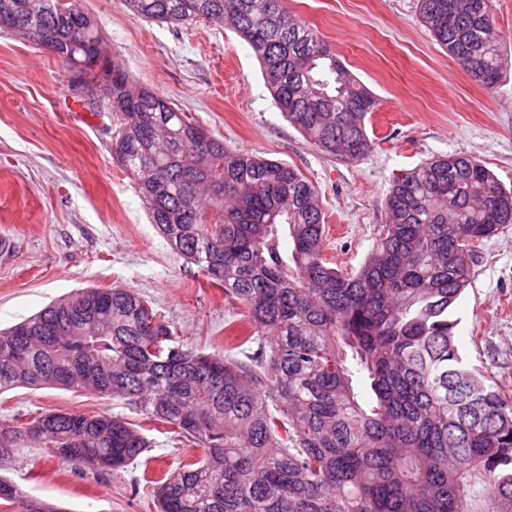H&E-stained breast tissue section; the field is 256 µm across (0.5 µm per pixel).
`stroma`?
Returning <instances> with one entry per match:
<instances>
[{
  "instance_id": "stroma-1",
  "label": "stroma",
  "mask_w": 512,
  "mask_h": 512,
  "mask_svg": "<svg viewBox=\"0 0 512 512\" xmlns=\"http://www.w3.org/2000/svg\"><path fill=\"white\" fill-rule=\"evenodd\" d=\"M98 21L130 80L169 97L225 147L300 169L322 199L325 255L349 271L386 220L392 180L454 154L482 161L512 187V69L486 90L420 21L416 0H284L317 30L378 104L372 140L357 162L310 144L275 106L251 48L233 30L199 21L172 26L133 18L122 0H79ZM70 74L45 47L0 30V332L82 288H133L151 300L184 343L237 353L243 308L185 265L149 224L135 175L112 159L115 119L91 112ZM466 359L512 396V226L481 247L458 303ZM55 410L142 418L123 401L88 392L16 388L0 394V424L18 411ZM150 448L108 480L80 475L24 448L0 475L63 512H155L143 476L175 470L203 450L150 431Z\"/></svg>"
}]
</instances>
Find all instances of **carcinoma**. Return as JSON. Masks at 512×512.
<instances>
[{
    "label": "carcinoma",
    "instance_id": "obj_1",
    "mask_svg": "<svg viewBox=\"0 0 512 512\" xmlns=\"http://www.w3.org/2000/svg\"><path fill=\"white\" fill-rule=\"evenodd\" d=\"M437 42L486 89L503 75L492 0H417ZM158 24L211 20L252 49L288 122L322 153L372 149L377 102L283 0H124ZM43 39L83 84L109 83L112 158L137 176L150 223L247 309L242 358L183 344L131 288H85L0 334V393L127 401L197 441L154 482L156 512H512V398L466 362L456 304L479 248L512 224V190L481 161L434 157L395 178L362 263L324 257L318 192L297 168L231 151L101 54L75 0H0V30ZM0 460L31 447L108 478L149 447L124 417L19 413ZM15 512H59L0 478Z\"/></svg>",
    "mask_w": 512,
    "mask_h": 512
}]
</instances>
